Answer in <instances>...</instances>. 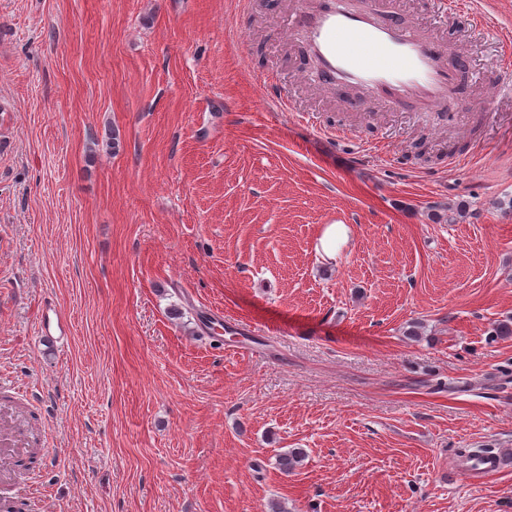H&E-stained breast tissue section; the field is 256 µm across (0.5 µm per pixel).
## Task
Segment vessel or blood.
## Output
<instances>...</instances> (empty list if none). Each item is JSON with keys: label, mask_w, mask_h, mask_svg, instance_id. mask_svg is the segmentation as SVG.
<instances>
[{"label": "vessel or blood", "mask_w": 512, "mask_h": 512, "mask_svg": "<svg viewBox=\"0 0 512 512\" xmlns=\"http://www.w3.org/2000/svg\"><path fill=\"white\" fill-rule=\"evenodd\" d=\"M289 27L303 36L326 89L355 87L366 100L418 112L439 111L451 98L470 112L490 109L489 101L461 96L460 53L423 22L402 19L395 0H316ZM70 333L55 307L43 310L42 339L64 345Z\"/></svg>", "instance_id": "obj_1"}]
</instances>
